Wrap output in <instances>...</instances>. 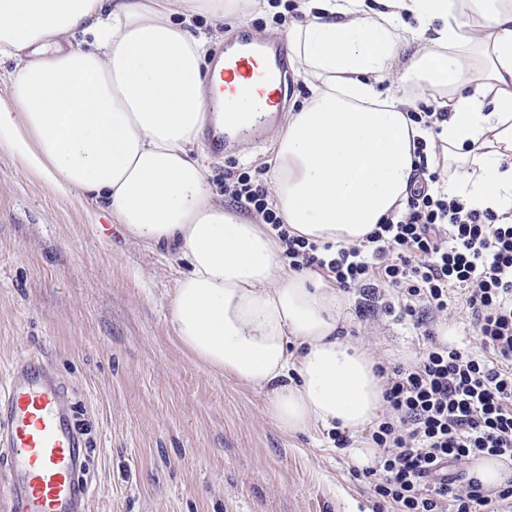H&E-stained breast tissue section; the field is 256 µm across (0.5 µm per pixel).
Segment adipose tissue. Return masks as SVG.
Wrapping results in <instances>:
<instances>
[{
	"mask_svg": "<svg viewBox=\"0 0 512 512\" xmlns=\"http://www.w3.org/2000/svg\"><path fill=\"white\" fill-rule=\"evenodd\" d=\"M304 0L288 31L310 89L276 134L271 202L292 234L364 240L411 194L416 138L438 137L439 191L512 210V0ZM267 0H0V148L53 190L79 191L138 242L186 266L172 327L209 369L268 388L289 434L357 430L383 404L376 359L337 330L336 290L284 271L267 225L225 207L190 151L206 124L211 51L192 21ZM448 111L413 122L405 91ZM300 353H293V346Z\"/></svg>",
	"mask_w": 512,
	"mask_h": 512,
	"instance_id": "ef3b65f1",
	"label": "adipose tissue"
}]
</instances>
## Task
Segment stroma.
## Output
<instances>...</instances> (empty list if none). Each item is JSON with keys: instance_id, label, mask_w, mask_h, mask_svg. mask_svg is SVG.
<instances>
[{"instance_id": "obj_1", "label": "stroma", "mask_w": 512, "mask_h": 512, "mask_svg": "<svg viewBox=\"0 0 512 512\" xmlns=\"http://www.w3.org/2000/svg\"><path fill=\"white\" fill-rule=\"evenodd\" d=\"M295 7L279 0L226 19L224 34L280 38ZM193 152L219 192L230 173L267 184L274 160L269 140ZM183 269L159 247L107 234L95 207L52 191L0 149V372L24 359L55 368L87 441L86 512H372L368 484L352 472L366 431L347 449L323 426L284 433L267 389L211 371L177 341ZM338 299L347 341L394 363L415 360L411 326Z\"/></svg>"}]
</instances>
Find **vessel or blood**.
<instances>
[{"label":"vessel or blood","mask_w":512,"mask_h":512,"mask_svg":"<svg viewBox=\"0 0 512 512\" xmlns=\"http://www.w3.org/2000/svg\"><path fill=\"white\" fill-rule=\"evenodd\" d=\"M216 62L222 93L210 98L215 112L224 101L255 94L275 104L290 80L282 40L244 36L226 45ZM207 135L220 153L231 140H261L263 127L211 126ZM61 393L52 366L28 360L13 363L0 386V497L8 512H84L90 485L79 479L82 440Z\"/></svg>","instance_id":"b4317fda"}]
</instances>
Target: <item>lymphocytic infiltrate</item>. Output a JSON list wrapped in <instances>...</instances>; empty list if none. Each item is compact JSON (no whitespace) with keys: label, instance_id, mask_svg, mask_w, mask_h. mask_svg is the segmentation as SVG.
<instances>
[{"label":"lymphocytic infiltrate","instance_id":"f902f5d3","mask_svg":"<svg viewBox=\"0 0 512 512\" xmlns=\"http://www.w3.org/2000/svg\"><path fill=\"white\" fill-rule=\"evenodd\" d=\"M438 141L418 142L414 188L405 209L365 238L318 244L291 234L266 187L245 173L224 195L274 231L290 270H310L412 324L422 350L410 364L376 365L382 415L369 432L377 450L362 473L376 512H512V484L488 494L466 467L492 456L512 468V222L458 196L432 194L428 158ZM461 291L478 350L442 342L437 325Z\"/></svg>","mask_w":512,"mask_h":512}]
</instances>
